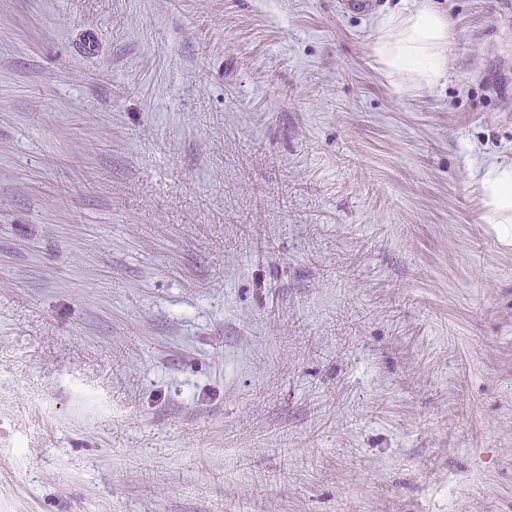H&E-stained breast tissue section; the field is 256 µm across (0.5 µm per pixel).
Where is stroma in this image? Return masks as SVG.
I'll return each instance as SVG.
<instances>
[{
	"instance_id": "35a3bbf8",
	"label": "stroma",
	"mask_w": 512,
	"mask_h": 512,
	"mask_svg": "<svg viewBox=\"0 0 512 512\" xmlns=\"http://www.w3.org/2000/svg\"><path fill=\"white\" fill-rule=\"evenodd\" d=\"M396 94L340 0H0V512H512V10ZM480 192L485 201L483 219L487 224H498L500 238L512 241V164L489 163L479 179Z\"/></svg>"
}]
</instances>
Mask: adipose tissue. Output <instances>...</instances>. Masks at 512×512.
Returning <instances> with one entry per match:
<instances>
[{"label": "adipose tissue", "instance_id": "obj_1", "mask_svg": "<svg viewBox=\"0 0 512 512\" xmlns=\"http://www.w3.org/2000/svg\"><path fill=\"white\" fill-rule=\"evenodd\" d=\"M448 19L433 0H407L398 12L384 16L372 51L396 90L437 86L448 72ZM485 201V223L512 241V164L486 165L479 179Z\"/></svg>", "mask_w": 512, "mask_h": 512}]
</instances>
